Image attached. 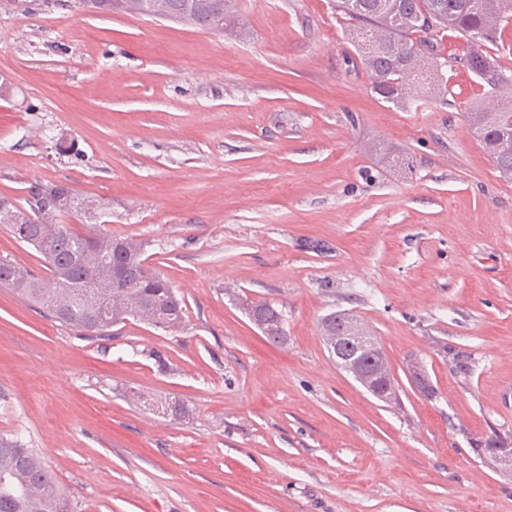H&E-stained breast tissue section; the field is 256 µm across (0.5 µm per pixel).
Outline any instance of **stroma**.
<instances>
[{"instance_id": "obj_1", "label": "stroma", "mask_w": 512, "mask_h": 512, "mask_svg": "<svg viewBox=\"0 0 512 512\" xmlns=\"http://www.w3.org/2000/svg\"><path fill=\"white\" fill-rule=\"evenodd\" d=\"M37 2L0 0V195L102 200L185 319L88 336L0 286V436L75 512H512L483 453L512 443V180L470 130L486 88L464 39L440 47L447 97L415 110L371 91L335 0H231L221 35ZM242 297L282 309L285 343ZM338 310L384 350L396 403L330 359ZM132 397L136 402H139L144 407H148L149 410L157 414L172 416L174 418H182L185 416V407L175 401H156L153 398L146 396L140 391L132 392Z\"/></svg>"}]
</instances>
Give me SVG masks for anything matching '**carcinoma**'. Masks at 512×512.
Wrapping results in <instances>:
<instances>
[{
    "instance_id": "1",
    "label": "carcinoma",
    "mask_w": 512,
    "mask_h": 512,
    "mask_svg": "<svg viewBox=\"0 0 512 512\" xmlns=\"http://www.w3.org/2000/svg\"><path fill=\"white\" fill-rule=\"evenodd\" d=\"M81 0L95 12L149 16L152 0ZM176 17L192 11V25L211 31L231 21L228 0H164ZM371 90L397 107L423 104L428 94L448 93L438 63L444 33H459L468 44L464 61L487 87L488 103L470 113L477 140L496 169L512 176V108L498 98L512 93V69L502 64L498 33L512 24V0H336ZM28 187L24 204L0 196V227L18 242L32 247L49 272L42 277L10 257H0V285L13 288L40 305L55 319L82 332L86 320L102 314L110 324L132 318L156 328L175 329L183 323V301L157 269L147 264L143 246L110 230L83 233L73 221H83L81 198L70 203L37 200ZM254 320L274 327L273 338L286 340L283 312L268 302L241 300ZM363 365L352 376L382 401L396 398V384L384 351L363 352ZM135 401L162 415L182 418L177 401H156L140 391ZM0 512H73L55 474L31 448L17 439L0 437Z\"/></svg>"
}]
</instances>
